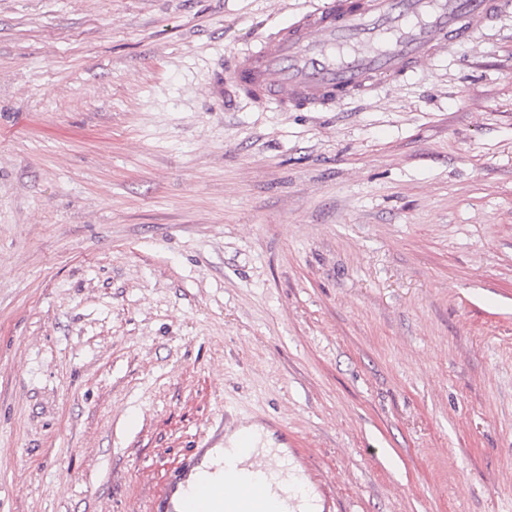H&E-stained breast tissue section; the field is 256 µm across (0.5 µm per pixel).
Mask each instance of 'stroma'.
<instances>
[{
    "mask_svg": "<svg viewBox=\"0 0 512 512\" xmlns=\"http://www.w3.org/2000/svg\"><path fill=\"white\" fill-rule=\"evenodd\" d=\"M319 2L0 0V512H150L252 421L335 512H512V12L215 106Z\"/></svg>",
    "mask_w": 512,
    "mask_h": 512,
    "instance_id": "1",
    "label": "stroma"
}]
</instances>
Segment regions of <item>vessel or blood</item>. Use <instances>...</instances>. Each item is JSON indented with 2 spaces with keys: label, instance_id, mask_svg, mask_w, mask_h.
<instances>
[{
  "label": "vessel or blood",
  "instance_id": "obj_1",
  "mask_svg": "<svg viewBox=\"0 0 512 512\" xmlns=\"http://www.w3.org/2000/svg\"><path fill=\"white\" fill-rule=\"evenodd\" d=\"M512 8V0H326L239 51L216 78L280 109L327 106L402 79ZM296 466L253 451L242 433L220 480L183 486L151 512H300Z\"/></svg>",
  "mask_w": 512,
  "mask_h": 512
}]
</instances>
